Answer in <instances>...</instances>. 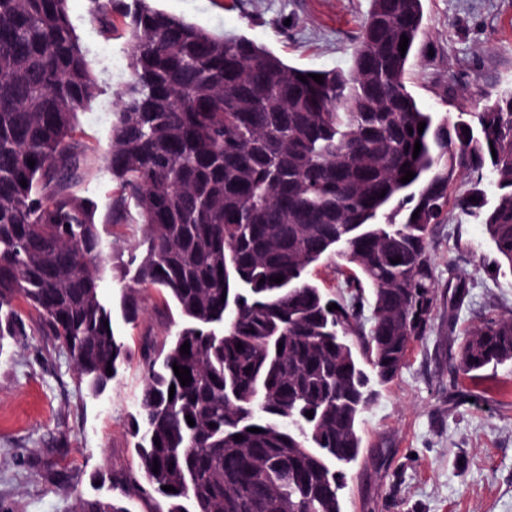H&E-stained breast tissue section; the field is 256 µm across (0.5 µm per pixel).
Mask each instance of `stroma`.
Returning <instances> with one entry per match:
<instances>
[{
    "label": "stroma",
    "instance_id": "1",
    "mask_svg": "<svg viewBox=\"0 0 512 512\" xmlns=\"http://www.w3.org/2000/svg\"><path fill=\"white\" fill-rule=\"evenodd\" d=\"M157 8L220 35H245L286 62L346 70L370 0H155ZM424 33L408 64V87L426 109L455 117L485 93L512 91V0H423ZM68 13L101 93L78 112L74 141L88 163L71 190L95 205L103 240L100 292L128 360L98 395L77 389L72 366L36 313L26 334L0 350V506L9 512H70L76 497L105 496L128 512H165L167 502L130 483L139 459L128 427L145 380L144 358L167 346L182 319L157 289L134 286L141 311L128 322L123 295L138 224L111 218L120 187L106 168L114 93L127 78L129 46L104 32L88 0ZM437 304L405 366L380 388L359 424L361 455L349 470L343 512H512V363L479 377L458 373L465 332L512 313V275L492 270L497 254L482 225L460 212L430 247ZM458 292L457 311L448 308Z\"/></svg>",
    "mask_w": 512,
    "mask_h": 512
}]
</instances>
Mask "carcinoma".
<instances>
[{
    "label": "carcinoma",
    "instance_id": "cac0c4a2",
    "mask_svg": "<svg viewBox=\"0 0 512 512\" xmlns=\"http://www.w3.org/2000/svg\"><path fill=\"white\" fill-rule=\"evenodd\" d=\"M67 2L0 0V350L24 335L23 303L69 357L78 388L97 394L125 356L104 325L93 204L70 192L84 162L75 118L100 87ZM90 3L130 43L106 156L122 189L112 223L144 225L132 279L184 319L168 350L147 359L129 424L140 478L167 512H343L361 414L430 326L434 229L454 209L475 218L496 269L512 273V94L452 123L422 107L406 82L422 0H371L352 65L318 71L321 84L247 36L212 33L153 0ZM403 166L415 173L406 184ZM325 257L347 264L348 297L312 280ZM506 362L512 314L467 331L462 375ZM174 363L190 369L189 385ZM70 512L127 509L79 498Z\"/></svg>",
    "mask_w": 512,
    "mask_h": 512
}]
</instances>
